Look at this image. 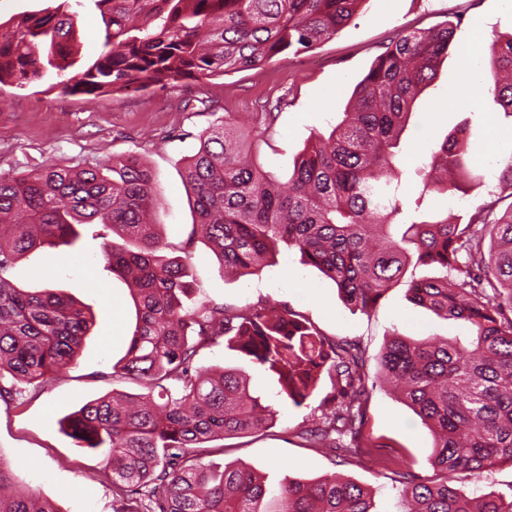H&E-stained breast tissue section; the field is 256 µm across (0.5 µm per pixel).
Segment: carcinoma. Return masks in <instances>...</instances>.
Listing matches in <instances>:
<instances>
[{
  "mask_svg": "<svg viewBox=\"0 0 512 512\" xmlns=\"http://www.w3.org/2000/svg\"><path fill=\"white\" fill-rule=\"evenodd\" d=\"M91 2L103 27L88 59L74 47L73 6L81 0H46L0 22V85L23 89L47 77L49 91L102 97L258 68L335 35L364 0ZM453 37L451 22L401 32L356 84L345 119L311 139L287 182L248 157L251 133L228 120L202 133L185 182L201 235L222 266L242 276L285 246L331 278L353 310L368 313L409 265L439 271L409 283L411 300L461 322L464 334H395L377 360L378 375L431 431V464L442 473L437 482L399 474L402 512H512V494L470 497L449 479L512 463V203L501 211L492 202L463 224L403 218L396 148ZM483 78L512 116V36L495 42ZM469 148L468 126L448 133L420 168L414 211L428 193L451 198L482 179ZM156 201L152 175L135 155L112 159L110 179L56 165L0 175V380L8 376L15 387L62 375L91 323L68 295L20 290L4 273L27 252L67 242L74 225L102 224L128 240L105 245L103 257L136 308L112 374L149 392L88 401L64 421L81 447L104 454L112 484L142 489L148 512H373L369 491L336 475L272 487L248 469L203 462L207 443L269 428L275 402L302 405L324 372L337 395L306 434L345 460L369 454L364 361L356 345L327 342L286 310L185 307L193 282L148 221ZM220 342L272 377L274 396L254 390L242 368L193 366L202 345ZM0 512L60 510L15 490L0 458Z\"/></svg>",
  "mask_w": 512,
  "mask_h": 512,
  "instance_id": "cac0c4a2",
  "label": "carcinoma"
}]
</instances>
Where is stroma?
<instances>
[{"label":"stroma","instance_id":"1","mask_svg":"<svg viewBox=\"0 0 512 512\" xmlns=\"http://www.w3.org/2000/svg\"><path fill=\"white\" fill-rule=\"evenodd\" d=\"M459 20L448 56L436 79L416 102L400 137L405 196L421 189L415 173L421 160L454 129L468 126L473 156L483 182L455 197L433 194L427 215L466 222L493 199L512 202V187L490 177L493 159L512 154V118L501 113L491 92L468 108L440 111L463 80L461 49L489 46L512 33V0H367L362 11L337 34L309 51L288 54L255 68L207 81L184 77L166 87L130 90L103 98L60 95L41 80L19 90L0 88V174L19 177L49 165L103 168L117 157L137 154L151 171L158 201L152 212L167 253L183 258L197 284L192 303L232 312L249 306L288 310L333 342L358 344L365 360L369 396L364 404L363 437L370 448L389 456L342 460L312 447L304 432L317 422L333 394L329 378L299 407L283 405L272 426L245 437H226L213 462L241 466L267 477L271 485L297 479L314 481L337 475L372 495L376 512H400L396 461L420 478L433 480L430 459L434 439L414 411L383 387L376 359L391 338L461 335L458 322L414 304L407 281L435 276L426 266L408 267L404 283L391 288L375 309L351 311L335 284L304 265L295 250H284L275 265L245 277L227 272L200 237L184 182L187 160L200 146L203 131L235 117L255 132L257 161L287 177L295 158L313 135L328 133L342 121L355 84L373 61L405 30H435ZM109 229L78 224L67 244L32 252L8 269L18 288L63 290L87 307L91 326L75 361L59 378L22 386L19 395L0 398V453L11 461L19 489L53 499L60 512H139V495H115L102 473L101 453L79 447L59 421L83 403L112 393L139 394L140 386L112 374L125 353L135 325V307L127 283L105 266L103 243ZM453 483L467 495L512 493V466L499 464L480 475L458 472Z\"/></svg>","mask_w":512,"mask_h":512}]
</instances>
